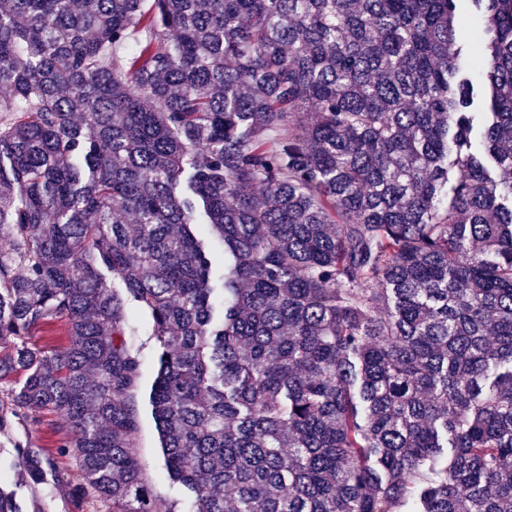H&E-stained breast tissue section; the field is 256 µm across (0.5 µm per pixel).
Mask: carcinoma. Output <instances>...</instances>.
Instances as JSON below:
<instances>
[{
  "mask_svg": "<svg viewBox=\"0 0 512 512\" xmlns=\"http://www.w3.org/2000/svg\"><path fill=\"white\" fill-rule=\"evenodd\" d=\"M460 2L0 8V379L62 416L74 504L176 512L110 273L193 512H512V0ZM128 322L130 327L128 339L141 362L140 385L132 399L140 413L137 446L145 478L157 498L174 501L177 510L189 512L191 502L183 495L179 486L170 479L164 468L158 433L148 406V393L157 368V347L151 334V318L144 310L130 306ZM67 341V328L62 323H53L39 328L32 337L37 347L50 352L64 346Z\"/></svg>",
  "mask_w": 512,
  "mask_h": 512,
  "instance_id": "cac0c4a2",
  "label": "carcinoma"
}]
</instances>
